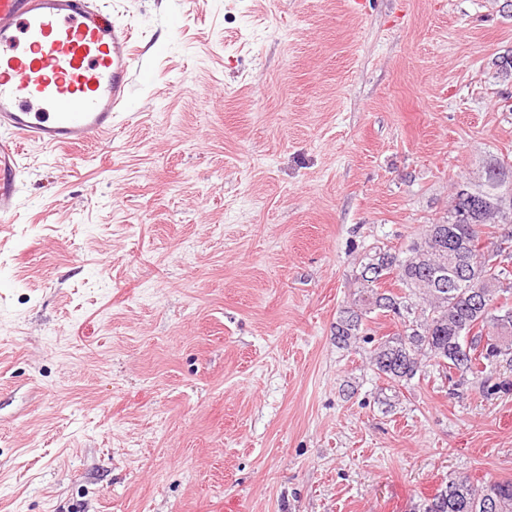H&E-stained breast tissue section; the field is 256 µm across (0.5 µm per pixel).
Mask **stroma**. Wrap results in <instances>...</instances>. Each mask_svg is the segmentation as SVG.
<instances>
[{"mask_svg": "<svg viewBox=\"0 0 512 512\" xmlns=\"http://www.w3.org/2000/svg\"><path fill=\"white\" fill-rule=\"evenodd\" d=\"M110 134L24 144L0 224V512H418L512 480V391L378 378L374 246L512 155L502 0H107Z\"/></svg>", "mask_w": 512, "mask_h": 512, "instance_id": "35a3bbf8", "label": "stroma"}]
</instances>
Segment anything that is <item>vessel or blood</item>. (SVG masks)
Listing matches in <instances>:
<instances>
[{
	"mask_svg": "<svg viewBox=\"0 0 512 512\" xmlns=\"http://www.w3.org/2000/svg\"><path fill=\"white\" fill-rule=\"evenodd\" d=\"M127 26L93 0H0V223L24 141L79 147L112 131L136 74Z\"/></svg>",
	"mask_w": 512,
	"mask_h": 512,
	"instance_id": "vessel-or-blood-1",
	"label": "vessel or blood"
}]
</instances>
